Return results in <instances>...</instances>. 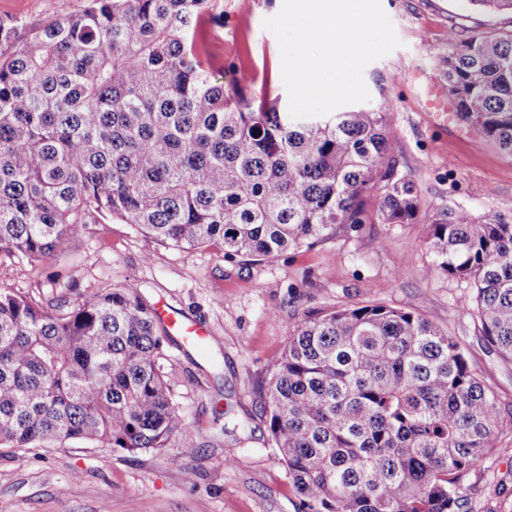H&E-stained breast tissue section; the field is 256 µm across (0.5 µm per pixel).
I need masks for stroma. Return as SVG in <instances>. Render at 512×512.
I'll return each instance as SVG.
<instances>
[{"label":"stroma","mask_w":512,"mask_h":512,"mask_svg":"<svg viewBox=\"0 0 512 512\" xmlns=\"http://www.w3.org/2000/svg\"><path fill=\"white\" fill-rule=\"evenodd\" d=\"M88 0H0V18L24 29L75 16ZM282 0H220L223 27L204 24L214 67L235 65L250 91L287 101L275 36L264 29ZM400 47L370 63L368 107L388 112L401 169L423 209L447 201L512 215V156L469 131L455 108L432 112L443 71L425 43L448 53L453 38L512 29V14L473 10L466 0H381ZM421 224H361L311 248L271 259H228L221 245L183 250L132 224L85 225L54 255L0 254V291L46 306L132 282L154 306L208 331L204 345L170 335L165 362L174 403L201 439L137 454L68 440L0 447V512H298L299 496L262 418L260 391L303 315L378 302L421 314L462 343L471 368L491 380L512 411V363L479 341L463 304L470 284L432 272ZM233 465H225L226 453ZM473 512H512V432L468 479Z\"/></svg>","instance_id":"1"}]
</instances>
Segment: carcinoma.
<instances>
[{"label": "carcinoma", "mask_w": 512, "mask_h": 512, "mask_svg": "<svg viewBox=\"0 0 512 512\" xmlns=\"http://www.w3.org/2000/svg\"><path fill=\"white\" fill-rule=\"evenodd\" d=\"M215 9L89 0L22 42L0 19V254L40 261L113 218L247 259L340 226L423 224L431 271L472 284L479 340L512 361V216L448 202L420 214L386 112L290 121L277 99L224 81L198 35L222 23ZM441 61L458 118L512 156V30L457 40ZM168 338L134 284L50 307L0 292V447L196 445L171 397ZM262 398L300 512H471L464 481L512 432L456 337L375 302L304 315Z\"/></svg>", "instance_id": "1"}]
</instances>
